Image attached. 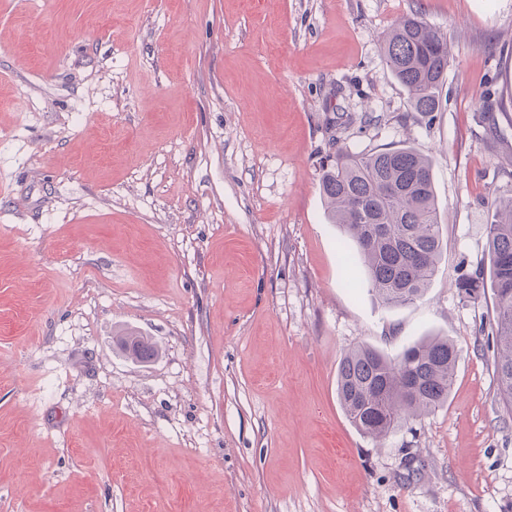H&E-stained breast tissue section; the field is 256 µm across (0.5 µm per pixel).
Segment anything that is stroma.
<instances>
[{
	"label": "stroma",
	"instance_id": "35a3bbf8",
	"mask_svg": "<svg viewBox=\"0 0 512 512\" xmlns=\"http://www.w3.org/2000/svg\"><path fill=\"white\" fill-rule=\"evenodd\" d=\"M415 12L451 54L428 115L381 50ZM402 144L443 255L387 308L320 165ZM502 196L512 0H0V512H512L493 295L456 286ZM429 334L460 352L447 403L373 442L341 359ZM117 342L123 351L139 361H147L158 353L156 344L149 336L134 331H119Z\"/></svg>",
	"mask_w": 512,
	"mask_h": 512
}]
</instances>
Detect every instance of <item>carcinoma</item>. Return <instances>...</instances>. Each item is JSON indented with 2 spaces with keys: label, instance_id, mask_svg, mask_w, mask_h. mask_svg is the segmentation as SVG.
<instances>
[{
  "label": "carcinoma",
  "instance_id": "obj_1",
  "mask_svg": "<svg viewBox=\"0 0 512 512\" xmlns=\"http://www.w3.org/2000/svg\"><path fill=\"white\" fill-rule=\"evenodd\" d=\"M382 49L411 111H437L450 63L447 37L409 15L383 35ZM320 191L332 223L355 245L372 295L387 307L422 299L443 253L430 159L410 145L364 154L342 151L322 167ZM488 248L489 277L463 274L457 288L471 299L492 290L498 391L512 407V197L493 201ZM117 342L139 361L158 353L150 337L134 331L118 332ZM459 358L455 344L439 336L419 339L392 358L359 345L338 367L339 402L357 430L379 441L448 401Z\"/></svg>",
  "mask_w": 512,
  "mask_h": 512
}]
</instances>
